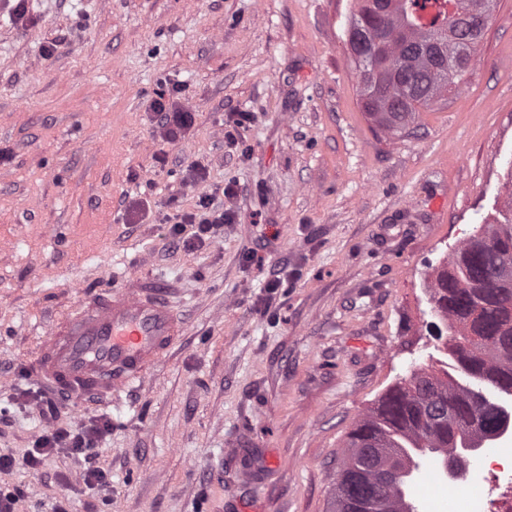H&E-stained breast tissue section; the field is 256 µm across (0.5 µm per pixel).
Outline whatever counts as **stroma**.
I'll return each mask as SVG.
<instances>
[{
    "label": "stroma",
    "mask_w": 512,
    "mask_h": 512,
    "mask_svg": "<svg viewBox=\"0 0 512 512\" xmlns=\"http://www.w3.org/2000/svg\"><path fill=\"white\" fill-rule=\"evenodd\" d=\"M13 5L0 0V454L44 428L19 371L82 291L165 280L186 331L140 386L61 405L63 423L111 418L108 484H62L82 466L59 454L0 487L24 488L22 512H330L353 422L446 357L433 268L502 205L512 0L465 84L396 139L362 111L349 0H28L22 22ZM171 91L196 121L166 143L148 105ZM229 183L234 222L173 246L169 200L189 210ZM419 463L418 512L475 495L437 455Z\"/></svg>",
    "instance_id": "stroma-1"
}]
</instances>
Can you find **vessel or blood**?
Wrapping results in <instances>:
<instances>
[{
  "label": "vessel or blood",
  "mask_w": 512,
  "mask_h": 512,
  "mask_svg": "<svg viewBox=\"0 0 512 512\" xmlns=\"http://www.w3.org/2000/svg\"><path fill=\"white\" fill-rule=\"evenodd\" d=\"M183 332L168 284L127 280L84 294L59 316L40 339L30 374L78 406L144 378Z\"/></svg>",
  "instance_id": "vessel-or-blood-1"
}]
</instances>
